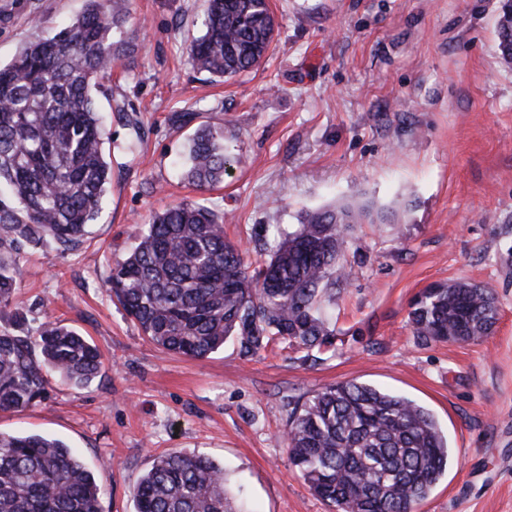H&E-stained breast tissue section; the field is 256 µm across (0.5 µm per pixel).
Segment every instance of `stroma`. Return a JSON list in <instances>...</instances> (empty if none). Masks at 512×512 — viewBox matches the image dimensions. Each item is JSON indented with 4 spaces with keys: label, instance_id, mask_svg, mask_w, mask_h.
<instances>
[{
    "label": "stroma",
    "instance_id": "obj_1",
    "mask_svg": "<svg viewBox=\"0 0 512 512\" xmlns=\"http://www.w3.org/2000/svg\"><path fill=\"white\" fill-rule=\"evenodd\" d=\"M277 21L260 67L224 81L197 71L186 34L206 0H131L121 56L95 94L112 185L92 234L20 254L21 286L0 329L46 322L100 349L83 389L0 411V431L77 451L101 512H135L156 456L223 465L246 512H332L289 459L296 403L356 381L427 408L448 470L417 512H512V66L497 47L503 0H270ZM85 0H0V63L69 24ZM182 112L193 123H177ZM224 127L223 183L184 176L196 125ZM183 200L227 214L225 237L270 253L305 209L366 204L391 224H353L322 348L278 342L252 356L235 340L202 359L149 342L104 286L152 212ZM490 288L498 320L477 342L423 343L409 305L430 284Z\"/></svg>",
    "mask_w": 512,
    "mask_h": 512
}]
</instances>
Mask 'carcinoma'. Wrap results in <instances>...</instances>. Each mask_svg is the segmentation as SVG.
Returning a JSON list of instances; mask_svg holds the SVG:
<instances>
[{
	"label": "carcinoma",
	"instance_id": "obj_1",
	"mask_svg": "<svg viewBox=\"0 0 512 512\" xmlns=\"http://www.w3.org/2000/svg\"><path fill=\"white\" fill-rule=\"evenodd\" d=\"M128 0H86L71 24L25 45L0 65V312L11 307L20 250L52 241L73 251L90 234L112 184L107 133L92 89L117 58L112 29ZM205 31L187 39L201 71L229 79L269 51V0H207ZM499 49L512 62V0L497 23ZM224 129L190 141L186 178L198 187L224 179ZM389 219L339 205L305 213L269 258L224 238V216L181 202L151 216L105 283L125 314L155 345L205 358L235 339L244 356L277 337L308 348L331 335L327 287L344 274L348 227ZM490 289L438 283L411 303L413 334L426 342H470L492 331ZM103 368L96 345L56 322L36 336L0 330V411L44 401L50 378L86 387ZM289 458L313 493L337 512H415L448 466V440L416 402L372 385L343 382L292 409ZM100 486L80 457L40 434L0 431V512H101ZM136 512H237L224 468L204 455L157 457L134 487Z\"/></svg>",
	"mask_w": 512,
	"mask_h": 512
}]
</instances>
